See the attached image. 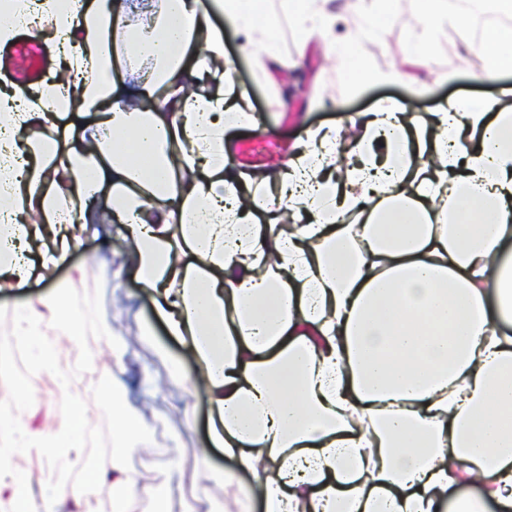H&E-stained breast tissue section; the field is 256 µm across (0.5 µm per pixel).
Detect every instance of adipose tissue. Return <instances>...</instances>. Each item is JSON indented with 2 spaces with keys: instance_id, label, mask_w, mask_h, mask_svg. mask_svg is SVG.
<instances>
[{
  "instance_id": "obj_1",
  "label": "adipose tissue",
  "mask_w": 512,
  "mask_h": 512,
  "mask_svg": "<svg viewBox=\"0 0 512 512\" xmlns=\"http://www.w3.org/2000/svg\"><path fill=\"white\" fill-rule=\"evenodd\" d=\"M138 9L17 0L0 11V47L48 24L69 74L0 94V286L26 287L64 262L111 189L130 266L169 335L195 354L209 442L251 473L262 512H512V108L452 100L414 139L408 114L381 102L339 182L341 130L306 129L259 202L265 176L228 162L256 118L199 88L187 58L205 50L220 80L225 28L243 32L246 49L268 45L263 0H162L146 27L129 21ZM477 52L485 76L511 70L512 26L488 29ZM143 59L148 79L116 75ZM63 112L91 123L59 131ZM51 318L95 359L82 318L56 293L24 303L16 340L39 338ZM55 349L43 343L42 366L68 404L27 445L38 484L0 454L11 512H55L48 475L87 423L83 388ZM112 359L99 393L117 439L135 448L150 428L123 392L120 343ZM162 467L159 483L116 456L88 480L111 484L112 512H171L180 467Z\"/></svg>"
}]
</instances>
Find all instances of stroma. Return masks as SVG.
<instances>
[{
  "mask_svg": "<svg viewBox=\"0 0 512 512\" xmlns=\"http://www.w3.org/2000/svg\"><path fill=\"white\" fill-rule=\"evenodd\" d=\"M267 8L277 20L269 47L245 52L240 33L232 29L224 33L226 57L232 62L229 81L259 122L258 129L233 142L230 163L236 169L277 173L304 129L350 127L385 99L396 101L420 130L451 99L478 98L495 109L512 103V98L501 93L502 88L512 87V71L494 80L482 76L477 41L470 36L479 13L469 15L463 25L465 35L458 40H450L449 29L439 30L419 65L411 68L406 58L424 29L411 0H395L393 18L372 32L359 28L345 0H332L329 26L312 36L290 21L284 0H269ZM365 70L389 71L394 78L368 84L361 77ZM292 74L304 88L287 94L282 86ZM127 250L120 229H113L107 243L90 231L50 278L17 291L0 289V387H21L27 405L21 425L30 433L46 434L40 412L47 406H60L57 387L31 351L26 361L36 365L35 375L9 380L4 348L12 340L16 313L24 302L53 289L60 291L83 316L89 344L104 348L95 361L84 362L67 343L57 346L60 365L72 367L86 388L88 422L81 433L84 454L77 467L94 464L96 446L112 439V415L97 390L112 380V351L107 344L116 340L126 352L125 393L151 429L146 443L125 449L128 464L158 480L163 476L160 459L178 460L185 494L173 512H188L192 506L204 512L210 502L231 512L233 504L224 497L221 475L234 463L218 449L203 453L207 399L202 391L182 383L185 376L195 373V360L157 319L152 293L125 264Z\"/></svg>",
  "mask_w": 512,
  "mask_h": 512,
  "instance_id": "stroma-1",
  "label": "stroma"
}]
</instances>
